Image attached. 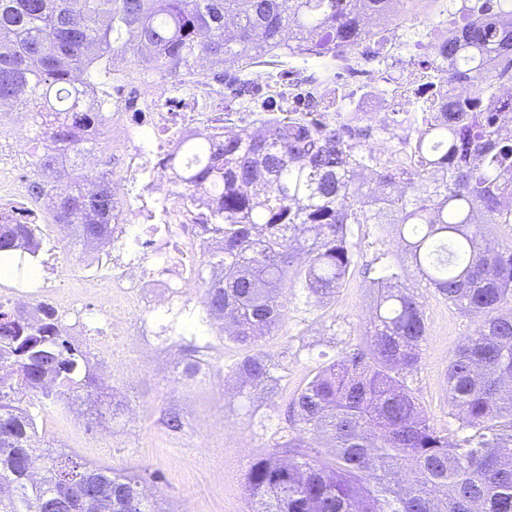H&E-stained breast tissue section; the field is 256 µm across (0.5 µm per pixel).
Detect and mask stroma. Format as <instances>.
I'll use <instances>...</instances> for the list:
<instances>
[{"mask_svg": "<svg viewBox=\"0 0 512 512\" xmlns=\"http://www.w3.org/2000/svg\"><path fill=\"white\" fill-rule=\"evenodd\" d=\"M44 250L39 277L0 279V291L21 286L36 290L40 277L63 280L96 275L95 267L58 228L42 227ZM358 262L380 266L403 263L399 229L394 224H358ZM428 335L419 369L408 384L439 430H455L448 413L445 373L448 359L474 328L433 289L420 287ZM134 301L118 335L105 334L100 303L86 299L62 324L72 345L86 358V370L105 399L124 403L126 411L101 437L97 410L79 399L39 412L38 433L46 445L119 472L141 475L149 497L161 512H249L245 477L252 459L287 439L285 407L317 370L344 350L365 345V326L378 290L370 277L354 271L335 299L311 306L301 289L283 292L286 315L271 336L257 346L278 366L268 386H242L234 365L246 354L208 319L204 287L171 291V302L154 308L147 293L131 289ZM200 360L198 377L180 381L185 364ZM179 411L184 427L170 431L163 417Z\"/></svg>", "mask_w": 512, "mask_h": 512, "instance_id": "1", "label": "stroma"}]
</instances>
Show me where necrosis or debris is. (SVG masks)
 Listing matches in <instances>:
<instances>
[{"label": "necrosis or debris", "instance_id": "necrosis-or-debris-1", "mask_svg": "<svg viewBox=\"0 0 512 512\" xmlns=\"http://www.w3.org/2000/svg\"><path fill=\"white\" fill-rule=\"evenodd\" d=\"M441 0H412L409 8L397 7L396 0H384L382 17L365 16L363 29L380 47L374 61H364L357 51L339 53L338 67L345 76L342 88L323 81L313 70L301 66L300 56L288 58V80L280 82L261 66H251L245 73L251 93L238 96L228 84L233 68H226V80L200 71L184 82L165 72H150L127 65L125 52L114 53L112 74L126 92L113 99L105 124L89 121L96 109L97 95L83 90L80 118L73 120L76 138L84 145V159L95 157V145L105 142L112 164L102 167L101 179L112 189L117 207L112 214V235L120 237L131 224H164L166 238L153 247L155 261L164 265L161 276L151 283L155 288H170L174 283L199 278V267L180 258L175 228L198 224L206 209L205 198H186L169 177L170 154L180 142L208 141L238 130L278 118L287 121L288 113L270 115L264 109L267 100L288 94L290 100L302 101L315 118L328 122L339 120L341 112H358L373 129L378 148L403 146L413 136L412 128L398 119L402 84L423 82L419 60L438 66L442 60L439 45L448 30L429 28L414 43L404 41L406 28L423 25L436 14ZM18 154V140L13 133H0V220L25 214L27 184L13 179L11 171ZM146 283L135 267L121 257L112 259V275L102 281L93 277L60 281L44 290L66 312L76 310L85 296H99L106 313H113L115 302L127 298L129 289Z\"/></svg>", "mask_w": 512, "mask_h": 512}]
</instances>
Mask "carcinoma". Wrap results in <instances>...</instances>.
I'll list each match as a JSON object with an SVG mask.
<instances>
[{"label": "carcinoma", "mask_w": 512, "mask_h": 512, "mask_svg": "<svg viewBox=\"0 0 512 512\" xmlns=\"http://www.w3.org/2000/svg\"><path fill=\"white\" fill-rule=\"evenodd\" d=\"M381 0H0V98L18 102L32 119L28 144L37 157L28 191L57 197L53 223L77 241L110 239L112 189L94 172L65 185L51 181L53 151L70 146L69 124L54 116L78 99L70 71L102 91V121L112 108V52L136 40L149 49L141 62L160 72L204 56L216 63L236 41L277 57L306 43L332 40L354 49L371 40L356 20L359 2ZM458 30L448 29L453 78L471 82L474 96L447 99L441 111L412 103L401 122L417 127L390 166L369 149L372 129L358 113L333 125L299 120L246 129L234 138L186 143L195 164L174 172L184 192L206 194L204 233L218 248L201 269L207 317L232 319L224 335L252 348L286 314L282 292L293 284L307 303L336 296L355 266L354 224H398L403 250L420 280L475 328L449 359L448 402L458 422L451 437L430 423L408 377L421 363L427 324L420 295L404 266L380 268L379 296L364 347L322 366L287 406L292 434L252 460L246 473L250 512H512V239L486 248L485 220L512 224V142L494 135L497 73L477 59L499 60L512 76V29L493 17L512 0H477ZM318 73L340 79L336 60L315 52ZM369 165L388 192L371 201L355 179ZM33 224H1L0 253L37 254L25 246ZM85 356L68 340L58 314L40 309L23 324L0 303V512H159L141 479L33 447L39 406L95 397ZM275 364L257 351L234 371L250 385L276 381Z\"/></svg>", "instance_id": "carcinoma-1"}]
</instances>
